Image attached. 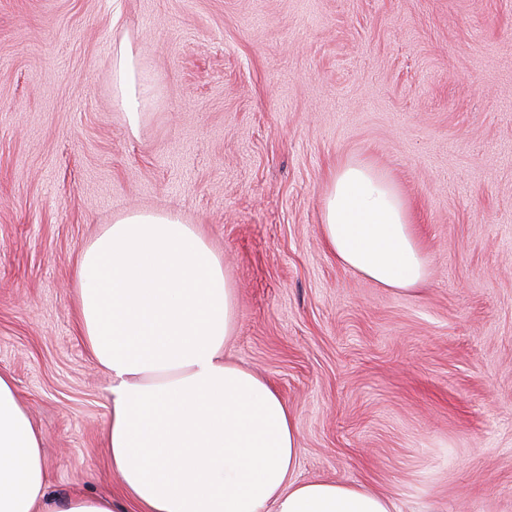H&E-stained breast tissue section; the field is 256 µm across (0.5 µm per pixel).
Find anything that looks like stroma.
<instances>
[{
    "instance_id": "obj_1",
    "label": "stroma",
    "mask_w": 512,
    "mask_h": 512,
    "mask_svg": "<svg viewBox=\"0 0 512 512\" xmlns=\"http://www.w3.org/2000/svg\"><path fill=\"white\" fill-rule=\"evenodd\" d=\"M124 41L153 89L134 133L113 100ZM346 161L408 200L421 289L328 251L320 199ZM141 209L222 260L225 355L287 402L298 479L512 512V0H0V371L53 497L121 491L75 274Z\"/></svg>"
}]
</instances>
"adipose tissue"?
<instances>
[{"instance_id": "1", "label": "adipose tissue", "mask_w": 512, "mask_h": 512, "mask_svg": "<svg viewBox=\"0 0 512 512\" xmlns=\"http://www.w3.org/2000/svg\"><path fill=\"white\" fill-rule=\"evenodd\" d=\"M136 54L113 61L115 99L137 124L149 90ZM328 250L383 288L423 284L428 263L407 200L372 165L345 162L321 197ZM80 333L111 376L110 466L136 512H397L363 486L301 481L296 422L264 378L224 357L234 290L194 225L172 211H132L81 251ZM43 438L0 372V512H116L113 499L52 498Z\"/></svg>"}]
</instances>
